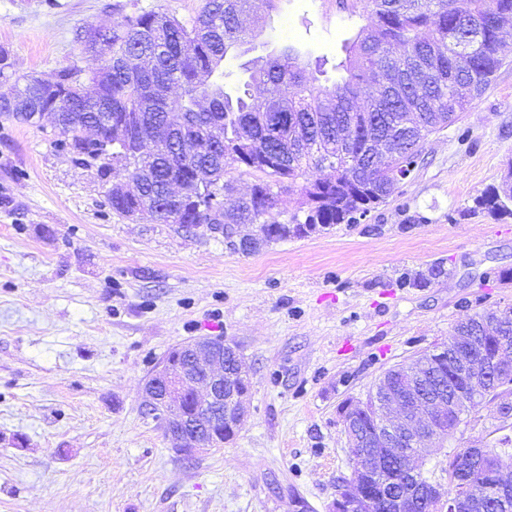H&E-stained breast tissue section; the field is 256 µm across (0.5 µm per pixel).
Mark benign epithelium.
Here are the masks:
<instances>
[{"mask_svg": "<svg viewBox=\"0 0 512 512\" xmlns=\"http://www.w3.org/2000/svg\"><path fill=\"white\" fill-rule=\"evenodd\" d=\"M85 137L98 143V154L112 161V146L129 140L130 132L121 123L113 139L101 143L96 130L85 128ZM512 324V303L489 313L481 322L486 335L466 324L448 344L434 354L444 355L448 365V389L424 392L417 381L418 367L400 370L403 381H391L386 373L368 399L345 407L344 433L354 449L355 471L336 486L332 512H376L377 498L370 482L384 488L389 484L384 472L385 456L395 454L398 443L408 441L410 475L420 485L421 502L428 512H469L479 501L493 502L499 512H512V503L503 495L505 471L499 458L479 448H457L460 457L479 460L482 481L474 491L466 482L458 492L425 479L415 465L427 452L426 445L460 430L463 416L489 387L500 391L512 387V336L504 332ZM249 377L234 346L221 336H201L174 349L144 385L143 404L159 415L166 437L181 455L191 458L218 445L215 431L225 424L238 431L246 418ZM370 420L363 429L353 422L357 412Z\"/></svg>", "mask_w": 512, "mask_h": 512, "instance_id": "obj_1", "label": "benign epithelium"}]
</instances>
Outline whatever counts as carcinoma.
Here are the masks:
<instances>
[{
    "label": "carcinoma",
    "instance_id": "cac0c4a2",
    "mask_svg": "<svg viewBox=\"0 0 512 512\" xmlns=\"http://www.w3.org/2000/svg\"><path fill=\"white\" fill-rule=\"evenodd\" d=\"M277 0H205L189 22L155 11L125 14L112 27V57L101 60L85 89L81 71L64 68L56 81L18 76L8 54L0 51V119L23 123L32 112H59L58 131L72 153L82 155L83 129L99 112L126 118L132 137L153 130L155 139L139 153L112 148V167L97 164L104 184L126 179L128 190L112 192V211L128 218L137 210L155 209L169 181L180 184L184 203L177 211L157 212L167 224H262L260 246L307 234L306 225L354 224L389 197L398 174L424 162L427 137L455 123L471 102L448 93V78L461 76L481 96L502 66L500 39L486 25L492 11L512 15V0H359L371 25L349 47L348 77L330 86L300 66L288 47L265 60L267 97L276 100L285 119L271 125L265 101L251 93L248 76L232 95L224 91V60L250 43L241 15L269 11ZM152 57L141 68L132 59ZM429 70L421 88L403 87L390 97L367 72L382 71L390 81L402 66L423 54ZM304 135L290 140L295 127ZM392 141L385 167L367 163L376 132ZM194 136L218 150L187 161L176 158L175 143ZM253 173L250 192H237L228 174ZM296 191L299 210L280 221V195ZM215 192L224 195L223 212L205 209ZM476 206L512 216V170L501 183L475 199Z\"/></svg>",
    "mask_w": 512,
    "mask_h": 512
}]
</instances>
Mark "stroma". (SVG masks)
<instances>
[{
	"mask_svg": "<svg viewBox=\"0 0 512 512\" xmlns=\"http://www.w3.org/2000/svg\"><path fill=\"white\" fill-rule=\"evenodd\" d=\"M202 0H0V50L20 75L91 72L81 28ZM256 51L228 57L225 85L285 45L324 57L329 79L370 20L340 0H280L248 16ZM490 88L423 145L426 163L367 221L243 255L204 227L113 212L93 167L51 121H0V512H288L300 493L330 512L353 450L343 408L394 366L447 342L454 325L512 303V216L474 200L512 168V44ZM431 266L442 273L406 287ZM233 343L251 388L240 432L187 458L145 414L142 390L169 350ZM420 460L447 483V448L512 436L501 404Z\"/></svg>",
	"mask_w": 512,
	"mask_h": 512,
	"instance_id": "35a3bbf8",
	"label": "stroma"
}]
</instances>
